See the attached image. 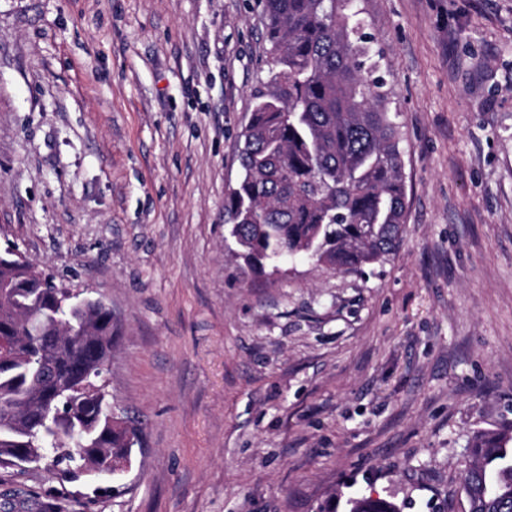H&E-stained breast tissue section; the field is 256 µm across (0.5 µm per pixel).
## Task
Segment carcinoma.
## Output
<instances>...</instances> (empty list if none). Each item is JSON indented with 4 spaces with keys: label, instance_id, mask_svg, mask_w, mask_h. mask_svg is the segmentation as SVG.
<instances>
[{
    "label": "carcinoma",
    "instance_id": "obj_1",
    "mask_svg": "<svg viewBox=\"0 0 512 512\" xmlns=\"http://www.w3.org/2000/svg\"><path fill=\"white\" fill-rule=\"evenodd\" d=\"M356 0H263L274 59L224 200L236 255L252 270L305 256L340 273L392 255L404 231V154L372 37ZM119 327L100 298L72 297L0 251V465L22 454L74 479L131 465L139 431L109 416L104 362ZM512 422L479 432L463 489L468 512H512ZM350 512H400L357 497Z\"/></svg>",
    "mask_w": 512,
    "mask_h": 512
}]
</instances>
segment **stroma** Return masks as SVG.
Wrapping results in <instances>:
<instances>
[{"label":"stroma","mask_w":512,"mask_h":512,"mask_svg":"<svg viewBox=\"0 0 512 512\" xmlns=\"http://www.w3.org/2000/svg\"><path fill=\"white\" fill-rule=\"evenodd\" d=\"M404 151L395 255L240 274L224 199L272 67L259 0H0V245L122 323L114 478L69 512H465L512 421V0H360ZM350 512H400V508L392 501L357 497L349 500Z\"/></svg>","instance_id":"35a3bbf8"}]
</instances>
